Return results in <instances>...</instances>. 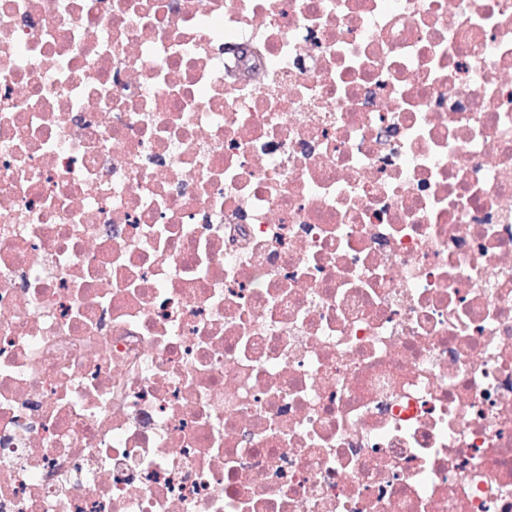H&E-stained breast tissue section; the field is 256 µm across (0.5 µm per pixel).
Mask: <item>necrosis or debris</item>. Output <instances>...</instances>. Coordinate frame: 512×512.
I'll list each match as a JSON object with an SVG mask.
<instances>
[{
    "label": "necrosis or debris",
    "instance_id": "obj_1",
    "mask_svg": "<svg viewBox=\"0 0 512 512\" xmlns=\"http://www.w3.org/2000/svg\"><path fill=\"white\" fill-rule=\"evenodd\" d=\"M0 512H512V0H0Z\"/></svg>",
    "mask_w": 512,
    "mask_h": 512
}]
</instances>
